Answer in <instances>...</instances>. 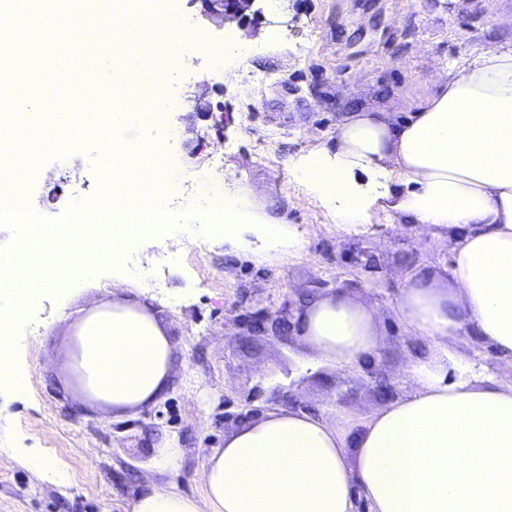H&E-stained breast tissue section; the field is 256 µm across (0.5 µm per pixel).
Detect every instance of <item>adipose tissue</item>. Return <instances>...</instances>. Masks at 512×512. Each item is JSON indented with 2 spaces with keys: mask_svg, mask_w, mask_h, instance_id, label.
Listing matches in <instances>:
<instances>
[{
  "mask_svg": "<svg viewBox=\"0 0 512 512\" xmlns=\"http://www.w3.org/2000/svg\"><path fill=\"white\" fill-rule=\"evenodd\" d=\"M407 118L363 108L332 144L293 162L338 229L398 223L456 235L448 283L409 282L408 328L429 339L474 334L512 357V42L440 72ZM293 329L310 362L353 366L380 346L372 310L342 289L308 297ZM72 366L95 401L154 404L173 345L146 304L95 307L73 324ZM414 390L345 441L326 419L274 408L225 436L203 464L205 498L153 486L132 512H512V384L445 352L411 364Z\"/></svg>",
  "mask_w": 512,
  "mask_h": 512,
  "instance_id": "1",
  "label": "adipose tissue"
}]
</instances>
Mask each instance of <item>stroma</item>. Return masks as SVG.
Masks as SVG:
<instances>
[{
  "mask_svg": "<svg viewBox=\"0 0 512 512\" xmlns=\"http://www.w3.org/2000/svg\"><path fill=\"white\" fill-rule=\"evenodd\" d=\"M267 2L259 0L260 15L240 27L204 16L192 0H145L146 15L175 16L176 29L199 38L183 46L178 63L158 61V79L181 106L164 112L149 133L161 137L166 125L187 132L163 152L176 175L173 215L195 209L200 175L220 150L232 176L225 194L252 191L256 215L288 225L297 248L271 249L246 225V252L220 234L162 246L146 238L125 262L150 268L152 277L118 286L108 264L67 298L38 292L17 349L24 392L0 395V437L7 445L0 451V512H130L132 500L152 485L203 497L205 457L244 422L273 406L294 407L351 433L385 401L413 391L412 362L438 356L440 342L409 333L397 299L411 280L447 281L455 238L397 223L384 212L368 226L338 230L296 181L291 163L333 142L350 112L410 111L429 93L436 72L473 50L511 40L512 26L491 24L485 0H280L274 10ZM122 31V24L107 26L101 40L71 53L56 69L61 84L103 55L111 58L104 84L134 80L127 56L112 54V39ZM228 37L251 52L230 77L208 51ZM23 46L24 54L0 65L9 75L0 91L59 112L57 93L32 80L46 43L27 39ZM256 73L264 74L263 82H253ZM112 173L102 139L86 127L73 152L40 163L30 175L29 204L42 217L58 218L96 194L98 175ZM333 288L375 314L380 348L356 367L310 363L289 326L275 334L250 320L265 309L289 323L304 299ZM115 300L148 304L173 344L169 383L146 408L115 412L83 402L70 367L75 318ZM448 347L512 383V358L476 337H457ZM169 435L180 441L181 466L155 470L151 460ZM33 456L51 459L67 472V482L33 471Z\"/></svg>",
  "mask_w": 512,
  "mask_h": 512,
  "instance_id": "stroma-1",
  "label": "stroma"
}]
</instances>
